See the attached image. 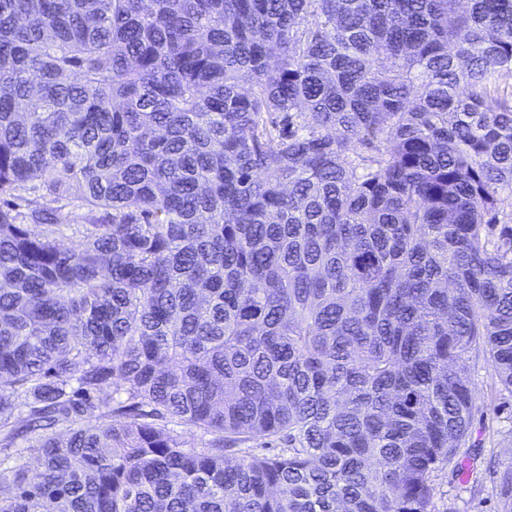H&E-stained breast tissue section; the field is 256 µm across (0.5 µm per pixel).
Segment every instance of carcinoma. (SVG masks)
Instances as JSON below:
<instances>
[{"label":"carcinoma","mask_w":512,"mask_h":512,"mask_svg":"<svg viewBox=\"0 0 512 512\" xmlns=\"http://www.w3.org/2000/svg\"><path fill=\"white\" fill-rule=\"evenodd\" d=\"M480 366L512 0H0V512H430Z\"/></svg>","instance_id":"cac0c4a2"}]
</instances>
